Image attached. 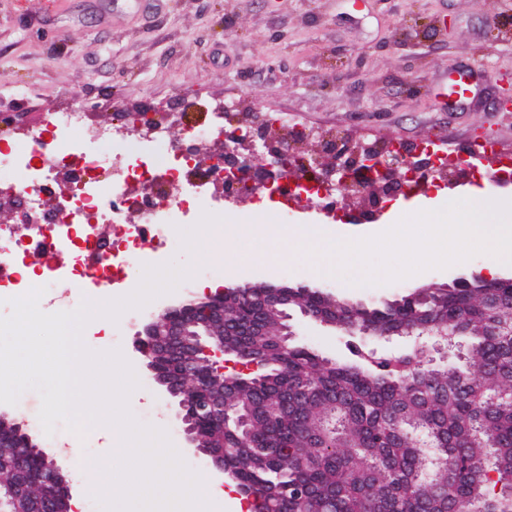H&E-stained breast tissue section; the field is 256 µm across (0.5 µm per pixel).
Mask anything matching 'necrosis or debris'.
Instances as JSON below:
<instances>
[{
	"label": "necrosis or debris",
	"instance_id": "1",
	"mask_svg": "<svg viewBox=\"0 0 512 512\" xmlns=\"http://www.w3.org/2000/svg\"><path fill=\"white\" fill-rule=\"evenodd\" d=\"M173 120L166 112L149 130L127 121L103 126L70 106L0 143V206L14 208L12 222L0 224V300L61 283L79 297L134 287L176 227L204 210L223 215L219 181L200 149L223 141V105L214 106L209 128L187 131L184 143L158 159ZM20 139L29 144L22 152L13 147ZM162 182L181 186V194L157 195ZM59 188V205L45 210L42 196ZM61 251L62 264L55 260Z\"/></svg>",
	"mask_w": 512,
	"mask_h": 512
}]
</instances>
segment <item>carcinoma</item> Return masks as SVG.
<instances>
[{"instance_id": "1", "label": "carcinoma", "mask_w": 512, "mask_h": 512, "mask_svg": "<svg viewBox=\"0 0 512 512\" xmlns=\"http://www.w3.org/2000/svg\"><path fill=\"white\" fill-rule=\"evenodd\" d=\"M224 302L220 373L196 350L166 343L156 325L151 357L177 398H211L210 374L229 420L207 419L198 443L224 451V474L251 512H512V288L470 279L458 288H416L378 305H355L324 288L253 282L215 292ZM276 302L356 324L389 339L443 327L463 335L460 366L433 368L424 351L368 360L349 344L345 362L285 339ZM247 416L250 446L234 418ZM50 488L0 447V497L12 512H40Z\"/></svg>"}]
</instances>
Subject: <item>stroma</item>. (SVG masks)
<instances>
[{"instance_id":"obj_1","label":"stroma","mask_w":512,"mask_h":512,"mask_svg":"<svg viewBox=\"0 0 512 512\" xmlns=\"http://www.w3.org/2000/svg\"><path fill=\"white\" fill-rule=\"evenodd\" d=\"M471 71L467 100L449 108L439 93L448 74ZM512 84V0H0V104L10 107L20 128L40 125L44 112L62 105L94 103L90 119L111 124L116 107L155 108L182 115L168 139L178 144L188 127L209 124L213 103L229 117L251 112L270 142L306 129L299 152L333 166L320 137L338 133L360 148L401 143L416 161L421 145L459 158L470 157L483 134L498 152L474 163L487 172L512 159V112L496 100ZM279 124L267 125L268 116ZM473 183L459 172L445 186L382 209L339 190L350 202V218L296 202H276L272 212H253L248 198H225L229 224H274L288 210L294 224H328L336 242L388 230L403 217L467 197ZM279 236L228 238L215 259L172 246L165 261L198 264L197 274L145 307L124 312L105 329L88 324L85 346L121 350L139 380L129 406L143 424L165 429L186 464L205 482L216 480L205 456L190 451L176 422L178 407L153 385L135 341L143 325L168 305L200 296V284L303 283L331 290L352 303L373 305L411 288L444 286L462 274L486 273L489 257L476 255L458 266L429 269L389 284L354 288L340 276L318 278L309 260L267 265ZM41 397L24 392L0 411L21 421L53 456L70 481L83 512H102L85 488L72 456L58 453L64 425L45 434Z\"/></svg>"}]
</instances>
